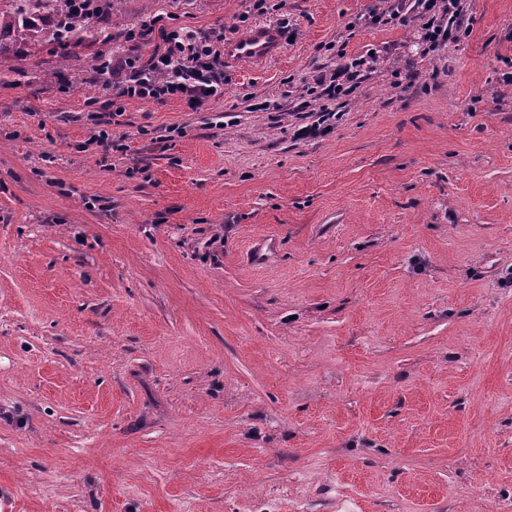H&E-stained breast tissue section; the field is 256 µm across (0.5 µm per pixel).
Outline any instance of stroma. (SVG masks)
<instances>
[{"label":"stroma","instance_id":"35a3bbf8","mask_svg":"<svg viewBox=\"0 0 512 512\" xmlns=\"http://www.w3.org/2000/svg\"><path fill=\"white\" fill-rule=\"evenodd\" d=\"M389 0H119L0 31V512H484L512 500V0L429 51ZM283 54L224 95L97 70L156 16ZM365 57L325 133L315 76ZM16 1H28L29 8L33 11H45L51 12L54 16H62L67 22L65 25L64 32H66L65 38L72 36H78V40L83 39V33H91L94 36V31L99 33L98 37L94 41H100L103 30L99 28V23L105 18L112 16V9L115 10V6L118 0H104L98 1L93 4L91 11H87L84 14L78 15V13H68L67 2L68 0H10V2ZM67 16V17H66ZM100 29V31H98Z\"/></svg>","mask_w":512,"mask_h":512}]
</instances>
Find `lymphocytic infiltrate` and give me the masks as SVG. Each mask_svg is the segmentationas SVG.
<instances>
[{"instance_id":"obj_1","label":"lymphocytic infiltrate","mask_w":512,"mask_h":512,"mask_svg":"<svg viewBox=\"0 0 512 512\" xmlns=\"http://www.w3.org/2000/svg\"><path fill=\"white\" fill-rule=\"evenodd\" d=\"M466 0H397L394 12L412 8L423 20L422 37L430 49L457 40ZM161 49L149 57L132 53L123 65L124 78L112 101V117L124 113L127 99L185 101L198 109L224 94V35L182 27H160Z\"/></svg>"}]
</instances>
